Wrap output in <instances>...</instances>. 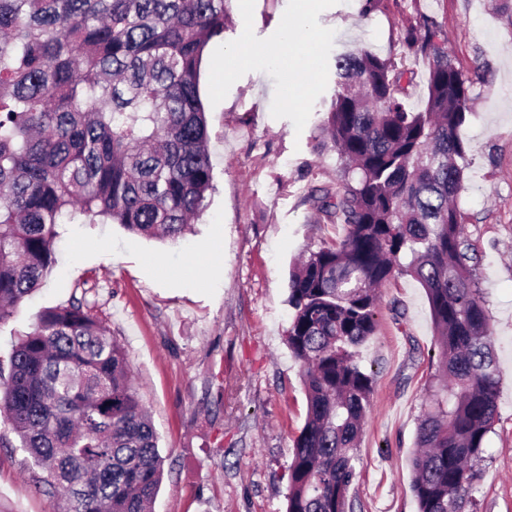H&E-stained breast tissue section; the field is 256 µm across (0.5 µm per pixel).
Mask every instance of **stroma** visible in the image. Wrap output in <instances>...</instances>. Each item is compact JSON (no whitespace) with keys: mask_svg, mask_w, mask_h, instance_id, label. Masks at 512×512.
<instances>
[{"mask_svg":"<svg viewBox=\"0 0 512 512\" xmlns=\"http://www.w3.org/2000/svg\"><path fill=\"white\" fill-rule=\"evenodd\" d=\"M298 5L231 0L224 38L204 55L215 190L194 232L171 242L118 224L59 225L58 264L0 327V359L42 309L86 297L125 350L158 437L164 475L152 512H285L293 440L307 411L300 365L285 344L289 273L302 254L342 234L316 203L341 175L337 153L317 148L335 57L367 48L404 60L413 73L407 103L420 109L430 62L404 57L401 39L426 14L474 81L457 205L481 256L499 377L475 498L477 512H512V0H382L368 14L363 0H315L306 19L320 49L310 95L293 99L304 76L278 64L226 70V50L241 43L275 51ZM377 321L360 349L373 389L348 501L353 512H416L413 447L437 348L423 288L396 277L381 290ZM39 475L22 449L0 447V512H63Z\"/></svg>","mask_w":512,"mask_h":512,"instance_id":"stroma-1","label":"stroma"}]
</instances>
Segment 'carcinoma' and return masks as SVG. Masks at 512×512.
<instances>
[{"label": "carcinoma", "instance_id": "1", "mask_svg": "<svg viewBox=\"0 0 512 512\" xmlns=\"http://www.w3.org/2000/svg\"><path fill=\"white\" fill-rule=\"evenodd\" d=\"M228 10V0H0V325L52 272L63 218L176 241L203 214L214 175L200 65ZM402 46L432 59L418 111L405 103V65L370 50L336 57L321 135L343 176L318 211L344 234L288 282L286 343L307 415L285 512H347L373 383L359 349L396 272L424 289L439 336L412 462L417 512H477L499 380L477 249L453 205L473 80L426 15ZM3 375L0 416L65 512H148L163 471L157 436L125 352L84 299L43 312L0 360Z\"/></svg>", "mask_w": 512, "mask_h": 512}]
</instances>
